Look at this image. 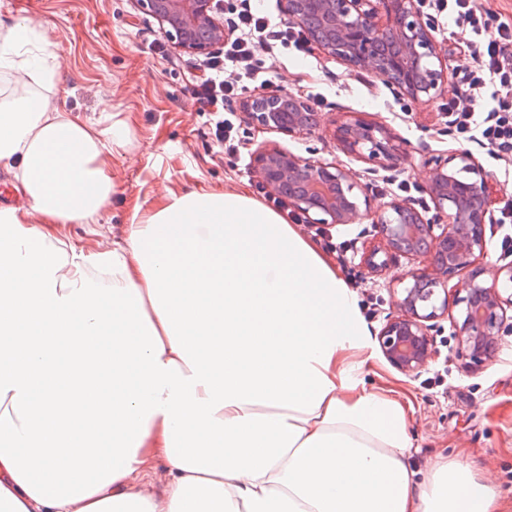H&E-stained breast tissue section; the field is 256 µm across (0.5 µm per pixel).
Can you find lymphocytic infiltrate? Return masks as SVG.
<instances>
[{"label":"lymphocytic infiltrate","mask_w":512,"mask_h":512,"mask_svg":"<svg viewBox=\"0 0 512 512\" xmlns=\"http://www.w3.org/2000/svg\"><path fill=\"white\" fill-rule=\"evenodd\" d=\"M425 11L436 26L451 23L469 33L462 44L469 64L460 77L466 95L449 99V128L460 140L512 153V25L477 10L474 0H426ZM223 14L227 37L196 76L191 95L197 111L208 116L217 143L232 154L237 146L228 117L231 104L242 94L244 82L264 78L254 45L304 55L312 48L300 28L274 23L253 0H224ZM229 71L236 80H225Z\"/></svg>","instance_id":"lymphocytic-infiltrate-1"}]
</instances>
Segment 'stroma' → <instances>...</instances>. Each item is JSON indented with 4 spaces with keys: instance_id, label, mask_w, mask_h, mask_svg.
<instances>
[{
    "instance_id": "obj_1",
    "label": "stroma",
    "mask_w": 512,
    "mask_h": 512,
    "mask_svg": "<svg viewBox=\"0 0 512 512\" xmlns=\"http://www.w3.org/2000/svg\"><path fill=\"white\" fill-rule=\"evenodd\" d=\"M0 16L31 21L48 34L62 63L57 91L68 109L105 126L129 125L131 144L112 157L115 189L101 218L111 227L114 240L123 238L134 205L152 209L167 187L242 188L263 200L265 189L252 167V154L261 146H278L352 170L375 208L399 196L403 182L411 184L417 196H425L433 159L465 147L497 182L499 200L512 197V155L462 143L448 133L445 106L459 93V76L466 65L458 49L466 33L455 26L436 34L451 70L447 86L430 102L409 101L374 75L350 71L318 52L304 56L257 46L255 55L262 61L266 80L249 84L247 93L283 90L307 100L322 94L323 125L313 136L294 138L243 121L239 149L229 156L213 141L205 117L192 105L191 82L201 57L173 47L157 53L154 45L165 36L135 0H0ZM349 112L365 113L395 135L401 155L395 170L342 150L334 137L335 123ZM148 141L154 147L147 152L143 146ZM327 231L335 241L352 242L336 267L358 300H376V313L367 322L375 338L387 318L397 313L401 294L411 283L410 272L425 268L427 261L398 256L382 272L371 273L362 258L381 244L373 224L331 225ZM458 312V307H449L447 316L438 319L436 355L419 374L407 376L394 369L374 342L365 379L410 400L413 466L424 467L440 454L459 458L478 471L492 473L495 491L512 505V329L504 330L492 363L468 372L452 334L451 317Z\"/></svg>"
}]
</instances>
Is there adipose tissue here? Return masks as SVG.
<instances>
[{
  "label": "adipose tissue",
  "mask_w": 512,
  "mask_h": 512,
  "mask_svg": "<svg viewBox=\"0 0 512 512\" xmlns=\"http://www.w3.org/2000/svg\"><path fill=\"white\" fill-rule=\"evenodd\" d=\"M32 29L0 19V512H508L492 474L411 467L355 292L273 209L168 189L106 245L131 131L66 108Z\"/></svg>",
  "instance_id": "1"
}]
</instances>
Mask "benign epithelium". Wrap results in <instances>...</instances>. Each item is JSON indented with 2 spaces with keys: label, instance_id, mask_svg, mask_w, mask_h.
Instances as JSON below:
<instances>
[{
  "label": "benign epithelium",
  "instance_id": "7a95c632",
  "mask_svg": "<svg viewBox=\"0 0 512 512\" xmlns=\"http://www.w3.org/2000/svg\"><path fill=\"white\" fill-rule=\"evenodd\" d=\"M155 18L180 51L204 55L224 41L217 19V0H136ZM418 0H283L288 23L303 28L307 39L325 56L353 70L368 69L398 87L414 101L437 96L448 81V60L441 58L432 27L423 20ZM253 126L291 137L312 136L321 113L304 99L278 91L257 93L241 104ZM343 149L358 158L393 165L396 147L391 132L359 112H351L335 129ZM253 168L268 190L288 199L310 224H357L365 219L379 229L383 247L364 256L372 273L387 266L379 253L418 259L430 265L410 273L400 313L387 319L379 333L386 361L405 374H418L435 356L433 321L448 313V278L462 274L455 288L460 317L452 318L458 352L467 369L491 362L499 352V336L512 322V264L487 261L486 224L493 186L469 151L455 150L438 161L428 185L433 214L427 216L404 199L395 198L373 214L363 185L348 169L303 158L277 146L253 152ZM469 177L461 180L457 174ZM445 297H440V294Z\"/></svg>",
  "mask_w": 512,
  "mask_h": 512
}]
</instances>
